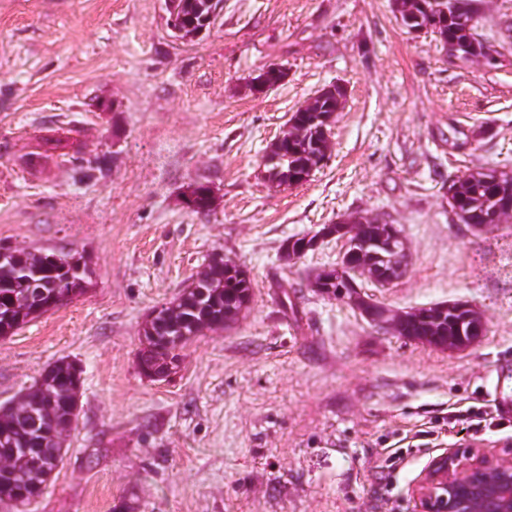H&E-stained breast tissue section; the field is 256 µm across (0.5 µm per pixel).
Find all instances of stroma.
<instances>
[{
    "label": "stroma",
    "instance_id": "1",
    "mask_svg": "<svg viewBox=\"0 0 512 512\" xmlns=\"http://www.w3.org/2000/svg\"><path fill=\"white\" fill-rule=\"evenodd\" d=\"M496 65L449 62L435 34L408 32L393 0H223L181 39L164 0H0V245H78L86 294L0 337V404L60 358L83 369L78 422L44 494L0 512H412L409 489L454 447L451 411L491 406L512 365V221L475 228L448 184L512 167V0H477ZM272 64L286 78L248 87ZM347 90L331 149L309 180L272 186L263 156L305 101ZM71 132L79 158L44 152ZM100 158L105 177L82 179ZM210 182L209 214L180 194ZM351 215L395 224L408 268L365 300L390 311L464 301L486 331L446 350L398 336L307 286L345 246L293 261L283 243ZM244 266L239 319L196 337L178 374L137 368L139 329L213 255ZM421 449L392 477L365 475L383 447ZM96 465H87L88 456Z\"/></svg>",
    "mask_w": 512,
    "mask_h": 512
}]
</instances>
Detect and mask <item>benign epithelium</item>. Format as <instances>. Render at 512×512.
Returning a JSON list of instances; mask_svg holds the SVG:
<instances>
[{
    "mask_svg": "<svg viewBox=\"0 0 512 512\" xmlns=\"http://www.w3.org/2000/svg\"><path fill=\"white\" fill-rule=\"evenodd\" d=\"M350 237V252L332 267L336 280L343 282L340 295L358 291L347 270L354 257L371 256L362 267L363 276L374 282L393 278L396 265L392 254L401 235L385 239L365 238L350 223H343ZM414 512H512V454L486 448H448L432 458L411 488Z\"/></svg>",
    "mask_w": 512,
    "mask_h": 512,
    "instance_id": "obj_1",
    "label": "benign epithelium"
}]
</instances>
